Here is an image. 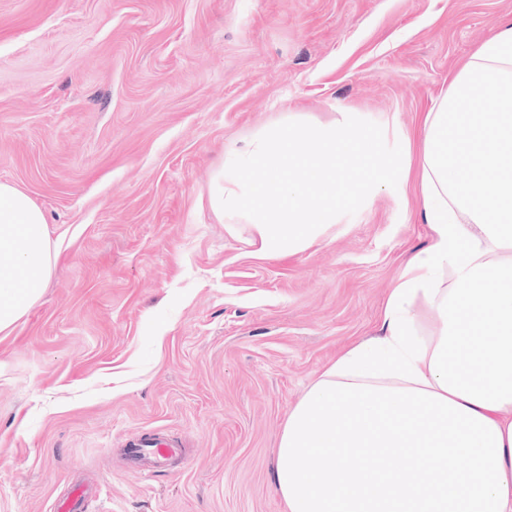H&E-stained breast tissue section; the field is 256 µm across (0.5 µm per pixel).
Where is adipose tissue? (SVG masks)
I'll return each instance as SVG.
<instances>
[{
	"mask_svg": "<svg viewBox=\"0 0 512 512\" xmlns=\"http://www.w3.org/2000/svg\"><path fill=\"white\" fill-rule=\"evenodd\" d=\"M420 152L384 156L351 123L266 129L215 174L210 206L257 253L305 251L388 171L414 181L432 242L392 289L378 335L348 346L289 412L288 512H512V23L448 80ZM53 268L43 210L0 184V332Z\"/></svg>",
	"mask_w": 512,
	"mask_h": 512,
	"instance_id": "obj_1",
	"label": "adipose tissue"
}]
</instances>
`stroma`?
<instances>
[{"mask_svg": "<svg viewBox=\"0 0 512 512\" xmlns=\"http://www.w3.org/2000/svg\"><path fill=\"white\" fill-rule=\"evenodd\" d=\"M512 0H0V183L44 211L57 263L0 333V512H288L289 410L378 332L428 247L389 173L305 252L254 253L213 211L231 150L278 122L351 118L396 153ZM160 432L185 467L119 450ZM88 494L87 483L74 484L64 496L56 500L54 512H83V504Z\"/></svg>", "mask_w": 512, "mask_h": 512, "instance_id": "obj_1", "label": "stroma"}]
</instances>
